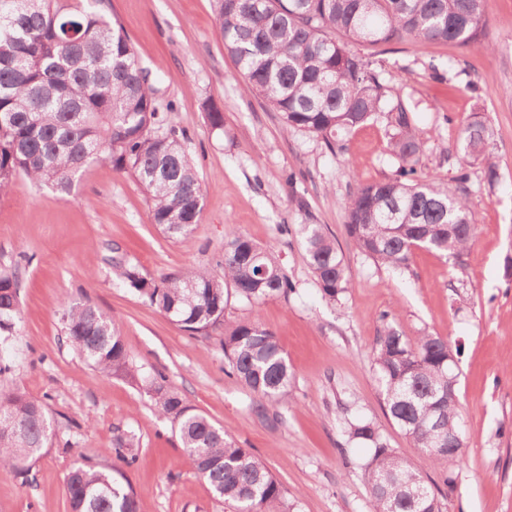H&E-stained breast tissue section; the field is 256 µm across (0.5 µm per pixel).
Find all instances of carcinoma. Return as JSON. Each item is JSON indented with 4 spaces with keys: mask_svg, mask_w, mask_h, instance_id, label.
<instances>
[{
    "mask_svg": "<svg viewBox=\"0 0 512 512\" xmlns=\"http://www.w3.org/2000/svg\"><path fill=\"white\" fill-rule=\"evenodd\" d=\"M218 30L248 93L279 115L283 132L308 133L333 155L347 137L384 115L397 174L359 185L340 201L346 229L359 251L386 267L406 270L421 247L455 257L478 232L468 203V173L456 186L415 177L425 140L414 110L389 94V79L360 48L407 39L489 49L486 0H214ZM493 131L475 113L461 129L460 151L483 166L491 185L498 166ZM128 171L149 201L151 223L168 237L191 235L200 223L204 188L168 113L159 110L155 88L123 30L104 15L72 9L67 0H0V195L23 176L65 191L98 159ZM291 203L304 216L297 225L308 266L331 302L352 282L343 255L305 199ZM219 271L199 268L156 279L117 261L118 277L181 331L207 335L224 327V373L256 397L252 412L276 425L270 408L291 399L293 375L277 336L251 320L228 323L229 298L259 305L288 297L295 285L280 267L273 246L243 234L224 242ZM21 262L0 267V333L12 332L20 314ZM67 342L107 377H130L129 354L112 319L87 301L63 300ZM389 418L439 466L434 481L391 448L375 424L336 420L346 441L365 448L360 466L369 490V512H442V487L455 483L465 460L457 392L458 363L448 339L426 330L409 338L392 323L373 350ZM159 414L177 425L185 461L214 495L238 512H279L284 491L265 463L239 447L222 426L191 411L182 395L156 373L148 388ZM52 443L46 405L17 390L0 394V468L26 474ZM133 438H118L108 453L130 465ZM72 512H140L125 472L81 463L69 473Z\"/></svg>",
    "mask_w": 512,
    "mask_h": 512,
    "instance_id": "cac0c4a2",
    "label": "carcinoma"
}]
</instances>
